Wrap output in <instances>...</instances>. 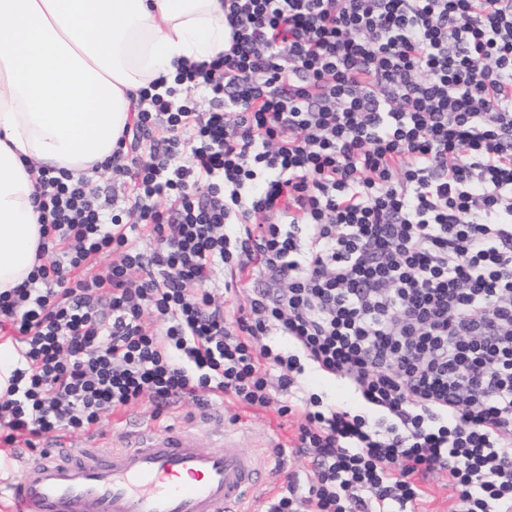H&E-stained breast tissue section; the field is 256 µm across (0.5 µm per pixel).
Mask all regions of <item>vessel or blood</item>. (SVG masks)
I'll return each instance as SVG.
<instances>
[{
	"instance_id": "b4317fda",
	"label": "vessel or blood",
	"mask_w": 512,
	"mask_h": 512,
	"mask_svg": "<svg viewBox=\"0 0 512 512\" xmlns=\"http://www.w3.org/2000/svg\"><path fill=\"white\" fill-rule=\"evenodd\" d=\"M218 434L217 451L179 423L133 431L107 452L54 439L0 475V500L15 512H248L265 467L232 430Z\"/></svg>"
}]
</instances>
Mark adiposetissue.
Masks as SVG:
<instances>
[{
	"label": "adipose tissue",
	"mask_w": 512,
	"mask_h": 512,
	"mask_svg": "<svg viewBox=\"0 0 512 512\" xmlns=\"http://www.w3.org/2000/svg\"><path fill=\"white\" fill-rule=\"evenodd\" d=\"M224 43L223 0H0V291L36 261L30 165L92 176L133 95Z\"/></svg>",
	"instance_id": "obj_1"
}]
</instances>
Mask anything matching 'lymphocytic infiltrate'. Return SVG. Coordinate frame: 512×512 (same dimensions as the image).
I'll use <instances>...</instances> for the list:
<instances>
[{
	"label": "lymphocytic infiltrate",
	"instance_id": "lymphocytic-infiltrate-1",
	"mask_svg": "<svg viewBox=\"0 0 512 512\" xmlns=\"http://www.w3.org/2000/svg\"><path fill=\"white\" fill-rule=\"evenodd\" d=\"M224 24L223 56L139 91L111 217L39 171L40 262L0 292V447L274 404L313 476L261 512H417L434 471L460 512H512V0H224ZM303 381L307 390L318 393L327 404L348 407H355L358 404L353 391L341 381L325 378L313 372H306Z\"/></svg>",
	"mask_w": 512,
	"mask_h": 512
}]
</instances>
